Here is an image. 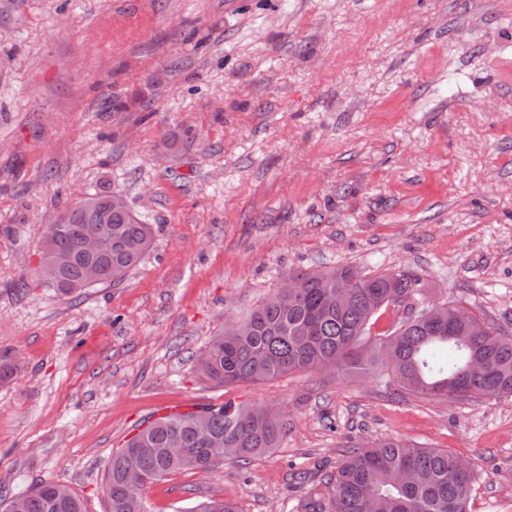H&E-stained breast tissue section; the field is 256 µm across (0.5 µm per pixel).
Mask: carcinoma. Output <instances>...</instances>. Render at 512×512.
<instances>
[{
    "instance_id": "cac0c4a2",
    "label": "carcinoma",
    "mask_w": 512,
    "mask_h": 512,
    "mask_svg": "<svg viewBox=\"0 0 512 512\" xmlns=\"http://www.w3.org/2000/svg\"><path fill=\"white\" fill-rule=\"evenodd\" d=\"M109 194H99V211L82 213L70 206L45 225L42 258L58 262L49 287L63 297L80 295L86 268L97 265L99 285L122 280L152 246V227L131 209H109ZM86 234L97 236L102 250L81 249ZM354 274L358 286L336 290V277ZM294 290L279 288L246 318L225 324L205 346L199 373L218 386L260 383L303 370L343 369L367 376L387 365L395 386L409 394L448 398V380L456 397L474 401L512 395V338L492 329L488 336H469L448 312L436 320L416 315L370 349L368 325L381 308L399 304L416 281L409 275H364L344 266L296 275ZM278 420L264 418L263 408L226 401L198 410L173 412L151 421L112 454L105 475L108 512H150L143 491L127 483L128 471L140 469L151 483L181 470L209 471L220 461L213 445L224 444L225 457L250 460L275 447ZM180 443L182 456L170 451ZM446 450L419 448L389 440L347 453L336 473L327 476V503L313 512H467L471 477ZM7 512H86L68 486L43 482L8 499ZM189 512H238L224 499L202 502Z\"/></svg>"
}]
</instances>
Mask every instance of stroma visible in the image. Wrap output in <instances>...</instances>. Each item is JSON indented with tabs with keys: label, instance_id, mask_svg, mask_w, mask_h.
Returning <instances> with one entry per match:
<instances>
[{
	"label": "stroma",
	"instance_id": "obj_1",
	"mask_svg": "<svg viewBox=\"0 0 512 512\" xmlns=\"http://www.w3.org/2000/svg\"><path fill=\"white\" fill-rule=\"evenodd\" d=\"M97 191L153 248L63 299L37 246ZM346 265L418 281L372 338L448 303L512 334V0H0V512L44 481L108 512V461L144 420L227 400L277 409L276 447L148 485L150 512H309L347 451L387 439L469 461V512H512V395L200 377L226 319Z\"/></svg>",
	"mask_w": 512,
	"mask_h": 512
}]
</instances>
